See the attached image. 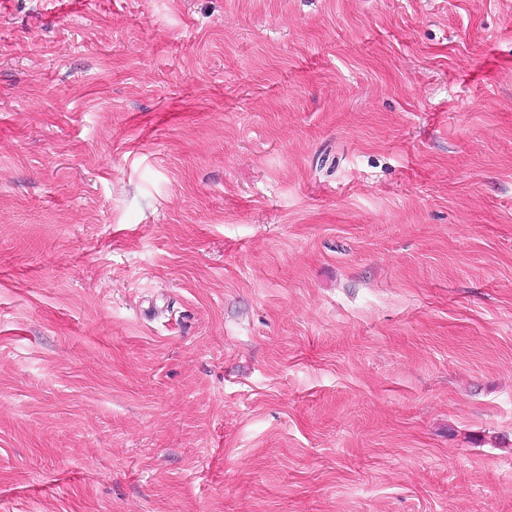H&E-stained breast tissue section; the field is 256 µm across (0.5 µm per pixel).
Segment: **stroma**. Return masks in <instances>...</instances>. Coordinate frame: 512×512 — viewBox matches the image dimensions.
I'll use <instances>...</instances> for the list:
<instances>
[{
	"label": "stroma",
	"instance_id": "1",
	"mask_svg": "<svg viewBox=\"0 0 512 512\" xmlns=\"http://www.w3.org/2000/svg\"><path fill=\"white\" fill-rule=\"evenodd\" d=\"M0 512H512V0H0Z\"/></svg>",
	"mask_w": 512,
	"mask_h": 512
}]
</instances>
